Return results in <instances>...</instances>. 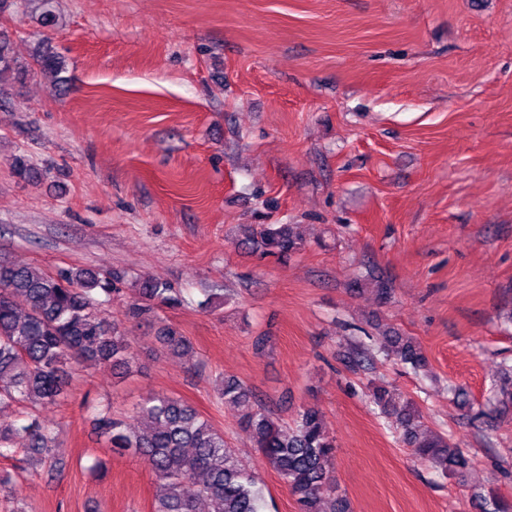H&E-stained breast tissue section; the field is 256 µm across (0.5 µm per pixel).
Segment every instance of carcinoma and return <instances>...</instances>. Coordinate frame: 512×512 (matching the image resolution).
<instances>
[{"label": "carcinoma", "instance_id": "1", "mask_svg": "<svg viewBox=\"0 0 512 512\" xmlns=\"http://www.w3.org/2000/svg\"><path fill=\"white\" fill-rule=\"evenodd\" d=\"M37 70L57 76L60 85L67 82L61 76L64 57L40 50L33 62H23L0 32V82L10 78L22 83ZM253 234L254 245L277 259L303 246L288 224H260ZM117 279L88 267L51 274L22 262H0V413L65 399L71 379L89 365L109 364L122 375L132 371V347L116 325L97 313L118 292L113 287ZM180 303L167 283L145 279L136 285L128 314L146 318ZM154 340L171 354L193 351L190 339L170 326L160 328ZM380 349L415 371L427 368L420 347L410 338L385 336ZM218 394L241 410L240 425L259 448V465L275 471L288 485L298 512H346L343 505L325 507L336 492L328 467L335 444L318 408L302 409L287 426L235 378L222 381ZM371 398L395 419L403 442L432 468L458 476L471 467L468 454L429 431L414 403L395 405L382 385L373 388ZM134 418L136 428L106 409L98 413L95 426L109 452L137 456L147 464L161 488L151 512H199L203 500L215 502L217 512H263L255 469L238 458L224 433L195 407L161 393L139 405ZM55 443V428L36 418L20 414L0 420V458L22 452L26 461L36 462L51 476L60 468L52 453Z\"/></svg>", "mask_w": 512, "mask_h": 512}]
</instances>
